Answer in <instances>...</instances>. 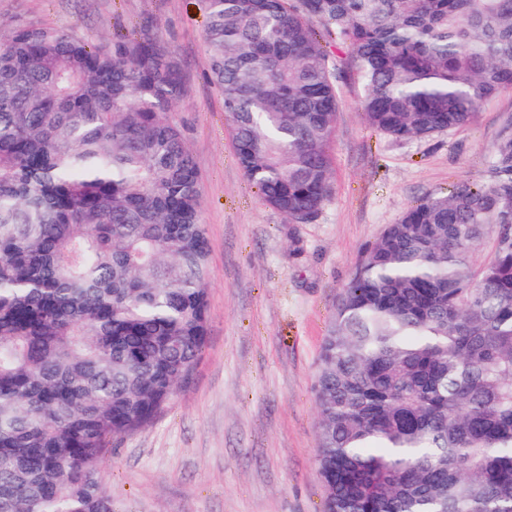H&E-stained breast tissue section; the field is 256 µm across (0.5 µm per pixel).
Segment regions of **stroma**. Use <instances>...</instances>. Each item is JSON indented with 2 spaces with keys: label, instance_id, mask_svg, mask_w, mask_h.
Instances as JSON below:
<instances>
[{
  "label": "stroma",
  "instance_id": "stroma-1",
  "mask_svg": "<svg viewBox=\"0 0 512 512\" xmlns=\"http://www.w3.org/2000/svg\"><path fill=\"white\" fill-rule=\"evenodd\" d=\"M17 24L51 25L95 45L148 30L183 75L173 118L203 190L208 336L165 410L104 458L114 512H324L314 385L336 301L406 208L486 175L512 121V90L467 128L396 141L367 125L349 53L331 48L340 72L334 191L315 219L292 224L238 162L209 76L199 0H0V43Z\"/></svg>",
  "mask_w": 512,
  "mask_h": 512
}]
</instances>
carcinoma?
<instances>
[{"mask_svg": "<svg viewBox=\"0 0 512 512\" xmlns=\"http://www.w3.org/2000/svg\"><path fill=\"white\" fill-rule=\"evenodd\" d=\"M239 163L290 224L333 191L330 41L399 141L512 89V0H199ZM183 78L158 39L0 44V512H113L100 463L208 334ZM492 255L474 256L487 240ZM325 512H512V131L487 178L408 207L336 302L315 382Z\"/></svg>", "mask_w": 512, "mask_h": 512, "instance_id": "obj_1", "label": "carcinoma"}]
</instances>
